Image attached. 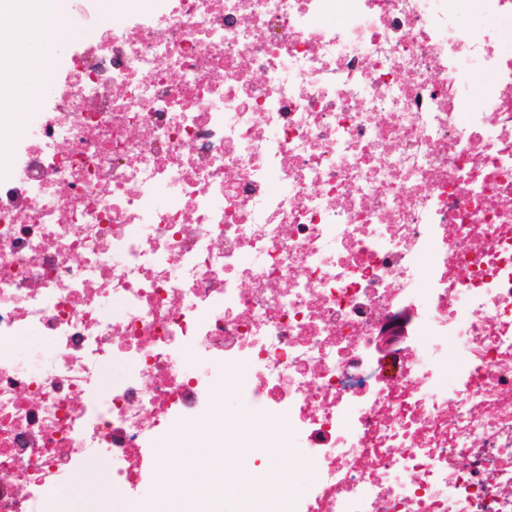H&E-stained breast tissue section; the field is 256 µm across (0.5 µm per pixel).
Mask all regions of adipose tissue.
I'll list each match as a JSON object with an SVG mask.
<instances>
[{"label": "adipose tissue", "mask_w": 512, "mask_h": 512, "mask_svg": "<svg viewBox=\"0 0 512 512\" xmlns=\"http://www.w3.org/2000/svg\"><path fill=\"white\" fill-rule=\"evenodd\" d=\"M68 0H0V10L13 15L14 27L0 30V42H14L16 29H23L29 41L52 42L64 39L68 31L65 27L53 25V18L63 15ZM56 62L47 55H36L25 50L15 56L0 60V70L6 72L10 81L7 85L14 101L7 115L14 129H21L26 111L35 109L39 100L35 93L37 85L54 72ZM209 469L204 484H188L172 481L169 472H162L160 480L173 484L176 492L191 499L212 501L221 498L225 483L231 481L232 474L224 468L223 458L216 452H209Z\"/></svg>", "instance_id": "ef3b65f1"}]
</instances>
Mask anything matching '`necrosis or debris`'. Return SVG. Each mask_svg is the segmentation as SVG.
<instances>
[{
  "mask_svg": "<svg viewBox=\"0 0 512 512\" xmlns=\"http://www.w3.org/2000/svg\"><path fill=\"white\" fill-rule=\"evenodd\" d=\"M172 2L0 123V512L213 447L203 364L262 512H512V47L465 0ZM202 370L207 372L209 375L217 376L218 377V383L223 386V411H218L215 415V420L217 423H223V417L224 414L227 416L234 415L238 409V402H237V393L233 390L227 389L224 390V373L222 378V372L212 370L208 367L203 366ZM224 412V413H223ZM268 446L271 453H275L273 458L279 468L286 473L288 469H292L293 463L291 459L281 450L288 448V437L281 429L271 428L267 437Z\"/></svg>",
  "mask_w": 512,
  "mask_h": 512,
  "instance_id": "1",
  "label": "necrosis or debris"
}]
</instances>
